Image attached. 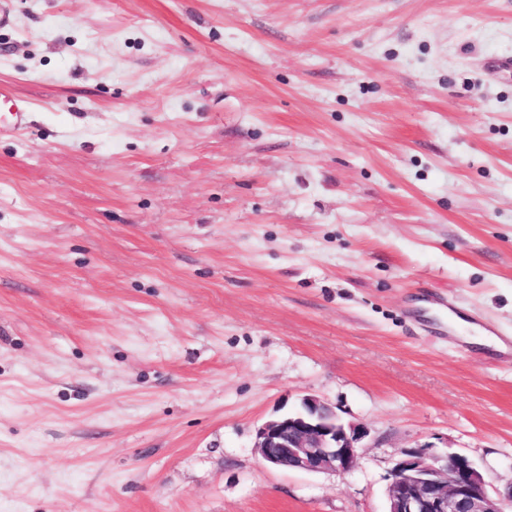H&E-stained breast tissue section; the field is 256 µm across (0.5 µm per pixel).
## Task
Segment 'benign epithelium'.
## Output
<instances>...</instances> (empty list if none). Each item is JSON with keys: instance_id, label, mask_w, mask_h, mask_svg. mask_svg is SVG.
<instances>
[{"instance_id": "1", "label": "benign epithelium", "mask_w": 512, "mask_h": 512, "mask_svg": "<svg viewBox=\"0 0 512 512\" xmlns=\"http://www.w3.org/2000/svg\"><path fill=\"white\" fill-rule=\"evenodd\" d=\"M368 435L359 424L343 423L330 404L305 396L258 428L256 448L272 468L344 475L355 468ZM387 499V512H512V493L493 496L483 472L461 452L403 454L388 475Z\"/></svg>"}]
</instances>
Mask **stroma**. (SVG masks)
Here are the masks:
<instances>
[{
	"label": "stroma",
	"mask_w": 512,
	"mask_h": 512,
	"mask_svg": "<svg viewBox=\"0 0 512 512\" xmlns=\"http://www.w3.org/2000/svg\"><path fill=\"white\" fill-rule=\"evenodd\" d=\"M9 3L0 512H386L420 446L512 493V0ZM307 395L349 474L264 465ZM28 110L27 101L20 97L14 87L6 82H0V131H20L25 128V113ZM7 112L8 117L2 120Z\"/></svg>",
	"instance_id": "obj_1"
}]
</instances>
